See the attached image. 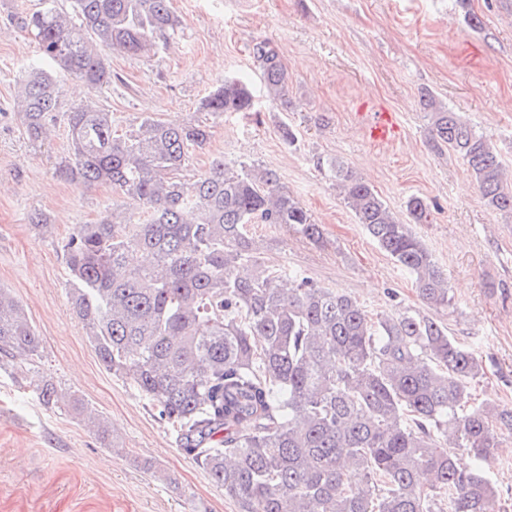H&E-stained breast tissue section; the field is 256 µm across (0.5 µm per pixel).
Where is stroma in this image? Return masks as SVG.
I'll list each match as a JSON object with an SVG mask.
<instances>
[{
	"instance_id": "1",
	"label": "stroma",
	"mask_w": 512,
	"mask_h": 512,
	"mask_svg": "<svg viewBox=\"0 0 512 512\" xmlns=\"http://www.w3.org/2000/svg\"><path fill=\"white\" fill-rule=\"evenodd\" d=\"M38 0H0V288L24 307L41 337L38 356L0 369V512H237L189 457L130 379L99 363L68 302L62 245L118 200L111 185L80 188L57 171L67 132L57 125L32 146L13 114L15 80L38 60L36 41L13 15ZM183 31L153 59L113 53L117 79L99 100L125 134L143 115L198 118L200 100L228 77L248 79L258 113L225 115L185 173L214 157L275 171L323 229L322 242L257 224L261 257L354 296L375 316L405 307L429 314L410 275L367 235L340 196L331 160L362 178L397 214L409 198L430 206L414 225L448 276V332L471 348L485 374L479 401L512 407V214L480 199L463 156L438 145L422 94L457 112L512 169V0H172ZM480 27H470L468 15ZM270 42L288 72V108L267 99L255 43ZM393 112L398 139H366L360 113ZM297 135H280L281 122ZM50 218L43 233L32 213ZM53 380L81 398L109 430L101 439L67 407L48 408L36 385ZM121 447L113 454L111 444ZM153 460L156 471L138 469Z\"/></svg>"
}]
</instances>
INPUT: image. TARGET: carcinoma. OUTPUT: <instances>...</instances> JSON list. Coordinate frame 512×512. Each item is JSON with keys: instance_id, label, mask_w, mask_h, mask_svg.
Instances as JSON below:
<instances>
[{"instance_id": "1", "label": "carcinoma", "mask_w": 512, "mask_h": 512, "mask_svg": "<svg viewBox=\"0 0 512 512\" xmlns=\"http://www.w3.org/2000/svg\"><path fill=\"white\" fill-rule=\"evenodd\" d=\"M16 25L51 63L15 82L13 111L29 140L42 142L63 114L60 173L81 187L110 184L130 205L65 241L72 310L101 365L132 380L239 512H499L485 465L498 431L512 430V409L471 401L484 375L477 356L437 319L405 308L375 318L356 298L257 256L253 224L322 235L273 171L220 155L182 178L211 122L255 111L247 83L226 78L211 91L206 122L145 115L124 136L97 100L60 112L59 75L97 94L112 86L105 52L154 56L182 30L170 0H72L68 9L42 0ZM253 52L267 97L285 100L277 50L259 42ZM423 101L485 205L512 213V182L487 139L433 96ZM329 167L357 223L419 297L447 312L448 276L412 230L428 221V204L410 198L403 220L344 164ZM39 348L23 306L1 288L0 362L30 361ZM37 392L46 406L63 401L50 380ZM460 452L471 468L456 466Z\"/></svg>"}]
</instances>
